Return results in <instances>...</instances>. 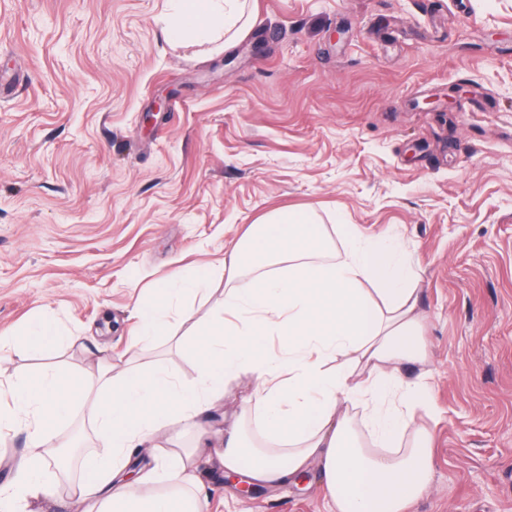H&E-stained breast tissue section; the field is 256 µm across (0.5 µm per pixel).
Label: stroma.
I'll return each instance as SVG.
<instances>
[{"mask_svg":"<svg viewBox=\"0 0 512 512\" xmlns=\"http://www.w3.org/2000/svg\"><path fill=\"white\" fill-rule=\"evenodd\" d=\"M236 47L169 43L167 0H0V332L49 310L76 335L0 351L8 384L105 356L197 365L167 340L131 351L136 306L206 265L221 303L233 242L269 212L311 210L393 237L417 275L434 410L430 490L407 512H512V0H254ZM452 111L421 109L449 86ZM206 418L222 435L249 397ZM214 468L206 512H329L313 476L240 495ZM47 512H85L81 463Z\"/></svg>","mask_w":512,"mask_h":512,"instance_id":"35a3bbf8","label":"stroma"}]
</instances>
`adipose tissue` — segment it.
Masks as SVG:
<instances>
[{
	"instance_id": "adipose-tissue-1",
	"label": "adipose tissue",
	"mask_w": 512,
	"mask_h": 512,
	"mask_svg": "<svg viewBox=\"0 0 512 512\" xmlns=\"http://www.w3.org/2000/svg\"><path fill=\"white\" fill-rule=\"evenodd\" d=\"M170 2L163 33L196 56L243 41L254 25L249 0ZM340 231L336 257L309 212L278 210L251 225L231 251L222 307L174 342L196 359L191 383H176L160 367L120 372L107 358L91 373L47 369L0 384V427L30 432L11 499L54 497L55 485L40 477L43 449L78 411L112 451L86 464L81 494L90 512H202L194 470L203 458L228 473L247 471L262 486L315 468L334 512H406L433 478L431 435L415 423L417 412H432L431 392L404 377L427 359L417 274L392 241L361 236L348 224ZM210 280L204 268L154 289L138 309L133 346L170 336L182 299ZM59 338L45 314L21 335H1L0 348L37 354ZM245 376L253 391L223 441L201 434L192 447L156 458L140 483H156L158 492L143 493L127 479L135 449L173 424H192ZM248 454L254 463L247 468Z\"/></svg>"
}]
</instances>
